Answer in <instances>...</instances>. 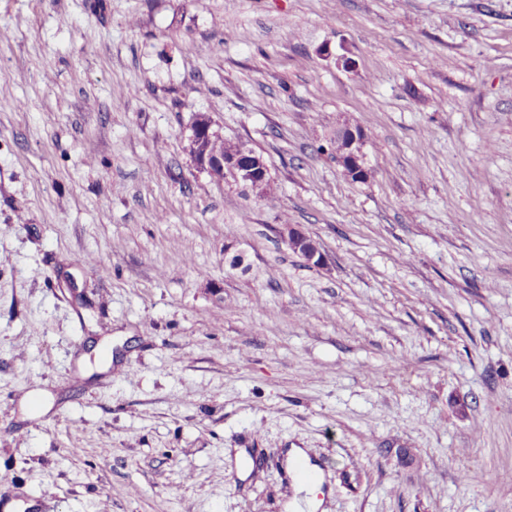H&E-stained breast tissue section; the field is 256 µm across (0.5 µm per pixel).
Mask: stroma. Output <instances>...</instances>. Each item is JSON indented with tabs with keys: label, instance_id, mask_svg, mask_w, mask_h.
<instances>
[{
	"label": "stroma",
	"instance_id": "1",
	"mask_svg": "<svg viewBox=\"0 0 512 512\" xmlns=\"http://www.w3.org/2000/svg\"><path fill=\"white\" fill-rule=\"evenodd\" d=\"M290 448L320 512H512V0H0V512H285ZM188 151L196 169L206 173L213 180H216V171L224 173V179L231 178L252 191L265 192L268 179V167L263 157L257 156L250 149L238 144L234 149L224 153V136L218 130L213 129L210 118L199 114L191 126V134L188 138ZM219 142V143H215ZM213 150L219 153L216 154ZM220 172L218 174L220 175ZM220 182V181H218ZM337 136L344 141L340 151L336 154L337 164L345 168L350 176L359 178L361 172H365L366 167L363 131L357 126L343 124L336 129ZM284 241L289 247L303 255L308 261L314 264H322L324 256L319 249H312L308 246V237L298 228L292 225H285L280 231Z\"/></svg>",
	"mask_w": 512,
	"mask_h": 512
}]
</instances>
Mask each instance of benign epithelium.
<instances>
[{"mask_svg": "<svg viewBox=\"0 0 512 512\" xmlns=\"http://www.w3.org/2000/svg\"><path fill=\"white\" fill-rule=\"evenodd\" d=\"M336 136L344 141L336 154L337 164L345 168L349 175L360 177L366 167L363 131L357 126L344 124L336 129ZM222 140L223 134L213 129V123L208 116L200 114L196 117L188 138L189 155L196 169L213 179L216 178L218 170L229 172L236 183L258 193L265 192L268 167L264 159L241 144L223 154L212 152L211 145ZM281 236L293 251L303 255L308 261L323 263L324 256L321 251L308 246V237L300 229L287 225L281 231Z\"/></svg>", "mask_w": 512, "mask_h": 512, "instance_id": "7a95c632", "label": "benign epithelium"}]
</instances>
